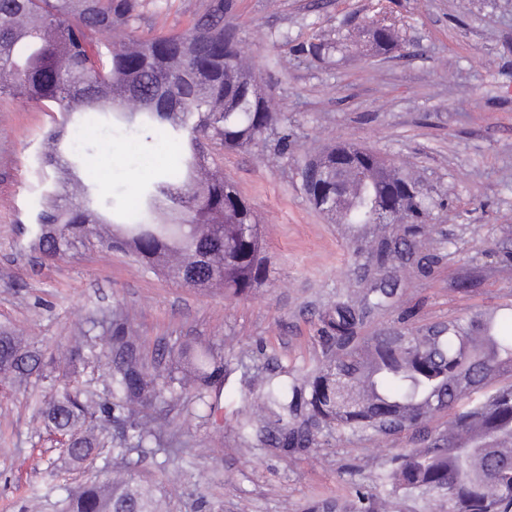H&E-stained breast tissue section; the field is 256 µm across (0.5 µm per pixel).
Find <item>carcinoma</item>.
<instances>
[{
  "mask_svg": "<svg viewBox=\"0 0 512 512\" xmlns=\"http://www.w3.org/2000/svg\"><path fill=\"white\" fill-rule=\"evenodd\" d=\"M138 0H0V98L25 101L49 113L41 178L68 167L58 145L77 114L69 150L88 177L97 159L78 148L96 131L101 115L121 111L128 128L147 141L168 144L177 164L125 199L127 223L110 225L82 198L61 203L58 187L40 196L30 247L47 260L63 256L78 238L101 248L122 249L163 275L224 295H247L266 276L268 256L260 219L219 165L206 164L209 146L243 150L268 143L285 154L288 118L270 111L265 93L239 49L234 28L224 23V0H215L191 27L126 43L139 18ZM113 35L101 47L96 33ZM367 34L397 41L392 26L372 21ZM336 40L312 43L307 52L330 56ZM357 160L343 169L338 201L341 226L356 265L355 287L336 296L318 316L314 342L321 357L300 376L276 381L255 375V413L238 423L248 441L259 430L289 457L320 445L319 434L336 431L350 442L363 436H405L415 444L394 453L374 473L369 490H355L344 512H393L401 499L415 512H512V313L478 310L424 328L367 325L397 305L417 279L433 276L447 241L429 223L440 206L418 182L364 145L345 142ZM395 200L401 222L380 224L379 207ZM85 331L86 344L64 351L74 367L105 361L106 398L64 384L42 409L46 425L69 442L75 465L100 456L112 418L165 402L189 387L205 416L219 407L224 356L211 345H187L149 365L126 318L113 319L105 335ZM39 355L21 338L0 330V367L22 380L38 368ZM511 379L502 383L503 377ZM448 423L434 427L435 417ZM162 425L132 421L112 455L160 443ZM66 512H161L156 490L132 475L106 476L68 491Z\"/></svg>",
  "mask_w": 512,
  "mask_h": 512,
  "instance_id": "cac0c4a2",
  "label": "carcinoma"
}]
</instances>
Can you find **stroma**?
Instances as JSON below:
<instances>
[{
  "label": "stroma",
  "mask_w": 512,
  "mask_h": 512,
  "mask_svg": "<svg viewBox=\"0 0 512 512\" xmlns=\"http://www.w3.org/2000/svg\"><path fill=\"white\" fill-rule=\"evenodd\" d=\"M212 0H141L129 34L146 39L185 30ZM228 15L273 111L287 117L293 144L278 155L263 144L215 151L216 162L260 215L269 266L243 299L187 288L96 241H78L47 263L28 247L32 170L47 117L22 101L0 100V326L44 354L84 344L89 327L129 318L145 359L206 343L224 354V388L212 418L193 411L194 393L151 415L162 449L134 455L135 476L153 485L169 512H306L341 503L356 484L409 447L404 438L344 445L323 434L311 455L291 459L260 437L242 441L238 421L254 401L248 375H287L319 357L315 323L353 260L336 223L309 202L299 174L313 155L341 142L364 144L412 172L439 203L434 222L455 242L431 278L416 281L404 305L416 326L512 304V266L493 254L512 244V0H232ZM394 24L399 51L381 54L370 21ZM342 38L330 58L308 44ZM112 136H90L99 158L92 206L114 223L124 198L173 162L163 146L138 145L104 115ZM471 277V292L455 289ZM59 369L45 367L0 393V512H63L64 489L125 463L103 451L70 466L40 407Z\"/></svg>",
  "instance_id": "35a3bbf8"
}]
</instances>
